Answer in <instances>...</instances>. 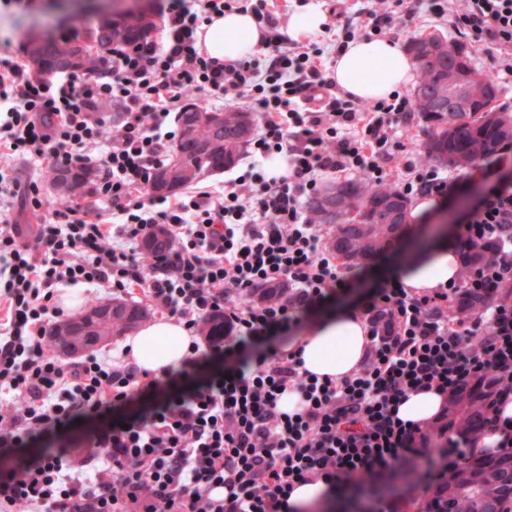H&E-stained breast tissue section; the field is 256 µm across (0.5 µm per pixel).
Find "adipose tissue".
<instances>
[{
	"instance_id": "ef3b65f1",
	"label": "adipose tissue",
	"mask_w": 512,
	"mask_h": 512,
	"mask_svg": "<svg viewBox=\"0 0 512 512\" xmlns=\"http://www.w3.org/2000/svg\"><path fill=\"white\" fill-rule=\"evenodd\" d=\"M198 35L209 54L223 60L249 57L261 40L255 17L237 11L204 23ZM333 76L355 97L379 100L408 85L412 60L399 43L357 39L337 55ZM460 271L461 251L455 237L441 236L402 257L394 276L405 287L421 290L449 284ZM368 339V323L360 310L340 303L315 315L293 347L301 351L307 370L339 379L359 368ZM191 341L187 328L173 320L141 328L126 339L134 362L155 371L180 367Z\"/></svg>"
}]
</instances>
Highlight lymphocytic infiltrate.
Instances as JSON below:
<instances>
[{
    "label": "lymphocytic infiltrate",
    "instance_id": "obj_1",
    "mask_svg": "<svg viewBox=\"0 0 512 512\" xmlns=\"http://www.w3.org/2000/svg\"><path fill=\"white\" fill-rule=\"evenodd\" d=\"M236 8L268 29L260 53L209 56L200 23ZM427 10L512 78V0H427ZM362 12L368 37L413 21L405 0H367ZM277 26L268 0H167L161 42L114 46L95 72L38 79L0 57V198L41 204L36 183L16 175L18 156L47 173L97 172L92 203L59 205L33 241L0 221V512H288L298 485L339 478L353 481L359 512H403L447 481L470 443L450 408L423 426L402 420L400 406L484 379L489 408L512 401V302L500 295L512 283L509 181L462 228L465 247L492 243L494 254L429 293L384 288L364 312L359 369L323 379L287 351L306 316L350 281L306 207L325 174L422 198L449 196L463 176L408 157L410 96L363 103L337 89L319 43H283ZM189 92L258 110L253 159L222 189L143 198ZM274 153L287 157L279 177L264 166ZM158 228L166 250L144 263L141 245ZM77 284L139 289L196 336L191 355L157 373L107 353L64 361L50 346L64 316L53 299ZM260 284L288 295L253 300ZM465 293L482 297L480 313L453 308ZM215 316L218 338L203 331ZM287 394L295 412L279 408Z\"/></svg>",
    "mask_w": 512,
    "mask_h": 512
}]
</instances>
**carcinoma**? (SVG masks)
I'll use <instances>...</instances> for the list:
<instances>
[{
	"mask_svg": "<svg viewBox=\"0 0 512 512\" xmlns=\"http://www.w3.org/2000/svg\"><path fill=\"white\" fill-rule=\"evenodd\" d=\"M149 21L141 13L130 11L121 20L104 16L91 33L106 46L116 40L138 43L148 29ZM79 33L71 37L45 33V46L40 50V63L49 73L72 70L92 71L96 68L101 51L75 50L71 43ZM446 48L437 54L436 62L421 65L420 82L415 99L424 122L432 133L424 145L428 159L459 167L466 161L472 163L491 156L498 146L512 140V119L490 116L486 106L497 99L499 89L490 78L475 69L465 47L446 36L435 42ZM456 99L463 106L461 112H442L437 107L439 99ZM217 124L202 123L194 127L191 138H180L183 165L197 169V174L184 178L180 186L197 180L206 171H222L238 160L240 148L247 139L239 138L240 128L253 124L250 112H221ZM68 187L59 194L57 202L87 193L89 168H67ZM342 203L343 219L336 225V253L345 257H366L382 246L395 225L385 221L384 207L396 199L407 205L405 196L397 191L380 188L361 179H351L332 185ZM103 306H90L81 312L89 330L99 336H112L126 330L130 320H138L144 310L140 307L120 306L113 313L112 324L100 320ZM459 421L475 436L489 427L490 412L485 405L484 389L474 385L453 402ZM472 472L482 478L475 495L460 498L454 486L464 475ZM427 512H512V449L493 455H483L467 460L454 477L448 481L447 491L431 499Z\"/></svg>",
	"mask_w": 512,
	"mask_h": 512,
	"instance_id": "obj_1",
	"label": "carcinoma"
}]
</instances>
